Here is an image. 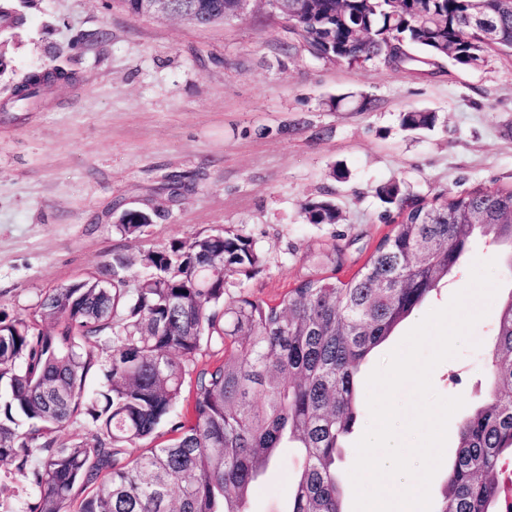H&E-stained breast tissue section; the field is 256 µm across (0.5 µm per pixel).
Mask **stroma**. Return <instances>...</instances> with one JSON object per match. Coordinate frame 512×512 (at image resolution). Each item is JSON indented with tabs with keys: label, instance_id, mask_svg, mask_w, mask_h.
<instances>
[{
	"label": "stroma",
	"instance_id": "obj_1",
	"mask_svg": "<svg viewBox=\"0 0 512 512\" xmlns=\"http://www.w3.org/2000/svg\"><path fill=\"white\" fill-rule=\"evenodd\" d=\"M24 11L11 66L0 72V311L8 315L99 272L113 254L221 232L251 239L260 253L230 292L275 303L307 275L345 281L363 267L398 219L377 194L384 184L426 200L512 187L511 52H489L470 69L447 61L424 77L295 51L266 0L207 26L138 18L122 0H28ZM56 64L74 81L12 111L23 77ZM346 95L340 110L327 107ZM360 96L371 109L358 110ZM410 109L435 111V128L404 130L399 116ZM335 167L346 179L331 177ZM321 199L335 202L339 223L304 220L302 204ZM129 208L153 213V224L122 235L114 224ZM332 248L339 263L313 264ZM494 278L499 289L472 344L432 373L437 394L463 397L469 409L487 398L484 364L499 302L512 293V276ZM469 282L442 285L367 357L362 376ZM301 464L281 451L249 512H286Z\"/></svg>",
	"mask_w": 512,
	"mask_h": 512
}]
</instances>
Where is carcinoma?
<instances>
[{"label":"carcinoma","instance_id":"obj_1","mask_svg":"<svg viewBox=\"0 0 512 512\" xmlns=\"http://www.w3.org/2000/svg\"><path fill=\"white\" fill-rule=\"evenodd\" d=\"M288 0V46L331 63L384 62L394 70L440 66L448 45L474 37L466 0ZM204 23L222 19L230 0H175ZM491 50L512 51V7L486 0ZM27 23L20 0H0V69L15 30ZM61 65L25 76L14 92L26 111ZM431 110L401 114L406 129H432ZM378 196L402 214L351 279L310 276L276 304L225 296L226 279L254 269L260 255L240 235H197L140 258L145 276L114 254L98 274L50 288L30 312L0 315V462L10 461L31 490L19 509L0 512H248L252 488L281 449L303 458L288 512H343L338 471L358 421L359 372L448 273L470 241L498 248L512 275V188L437 195L423 204L397 183ZM309 224H335L336 206L308 200ZM138 210L114 225L142 232ZM485 373L487 401L452 420L459 443L434 512H512L502 464L512 461V296L502 302ZM229 354L198 366L203 347ZM96 374L103 389L92 391ZM189 388L190 417L177 412ZM80 422L88 437L58 442ZM163 423L173 442L132 456Z\"/></svg>","mask_w":512,"mask_h":512}]
</instances>
